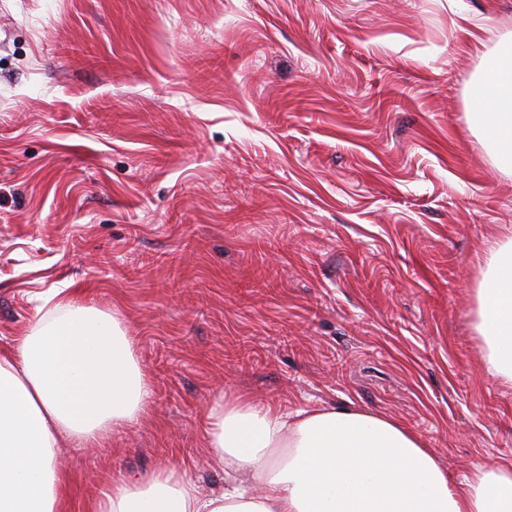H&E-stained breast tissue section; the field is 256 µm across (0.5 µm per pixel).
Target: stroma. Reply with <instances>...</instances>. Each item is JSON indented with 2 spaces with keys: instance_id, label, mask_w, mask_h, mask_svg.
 Masks as SVG:
<instances>
[{
  "instance_id": "35a3bbf8",
  "label": "stroma",
  "mask_w": 512,
  "mask_h": 512,
  "mask_svg": "<svg viewBox=\"0 0 512 512\" xmlns=\"http://www.w3.org/2000/svg\"><path fill=\"white\" fill-rule=\"evenodd\" d=\"M512 0H0V350L53 288L113 314L149 409L64 446L76 507L181 462L222 395L349 404L451 478L512 460L473 329L512 180L469 129Z\"/></svg>"
}]
</instances>
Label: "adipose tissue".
Wrapping results in <instances>:
<instances>
[{"label":"adipose tissue","mask_w":512,"mask_h":512,"mask_svg":"<svg viewBox=\"0 0 512 512\" xmlns=\"http://www.w3.org/2000/svg\"><path fill=\"white\" fill-rule=\"evenodd\" d=\"M472 129L512 178V39L487 56L469 96ZM475 330L487 372L512 385V238L484 256ZM151 382L120 322L63 295L13 351H0V512H64L57 454L100 443L149 407ZM224 489L186 469L120 478L93 512H512V460L453 481L398 420L350 405L285 411L236 395L205 413Z\"/></svg>","instance_id":"obj_1"}]
</instances>
